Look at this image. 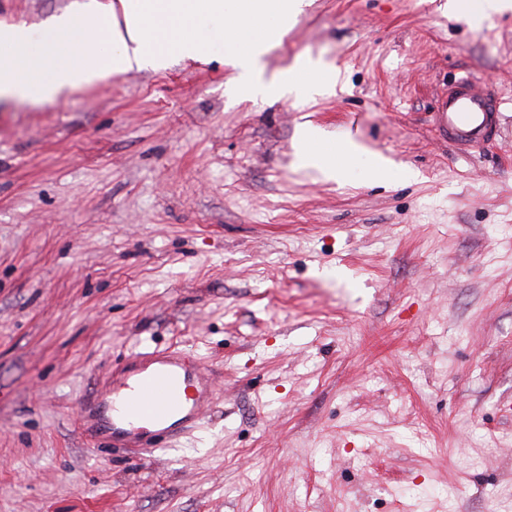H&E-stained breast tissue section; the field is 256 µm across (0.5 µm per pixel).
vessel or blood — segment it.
<instances>
[{
  "label": "vessel or blood",
  "instance_id": "b4317fda",
  "mask_svg": "<svg viewBox=\"0 0 512 512\" xmlns=\"http://www.w3.org/2000/svg\"><path fill=\"white\" fill-rule=\"evenodd\" d=\"M501 97L471 75L454 79L439 98L434 125L456 152L494 146L502 133ZM222 369L199 368L184 349L155 348L105 373L79 408L78 429L104 448L132 458L168 447L196 427L220 393Z\"/></svg>",
  "mask_w": 512,
  "mask_h": 512
}]
</instances>
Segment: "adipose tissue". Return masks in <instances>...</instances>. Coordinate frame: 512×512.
Returning a JSON list of instances; mask_svg holds the SVG:
<instances>
[{
  "instance_id": "ef3b65f1",
  "label": "adipose tissue",
  "mask_w": 512,
  "mask_h": 512,
  "mask_svg": "<svg viewBox=\"0 0 512 512\" xmlns=\"http://www.w3.org/2000/svg\"><path fill=\"white\" fill-rule=\"evenodd\" d=\"M310 0H76L41 25H0V98L47 104L113 74L165 69L175 58H222L234 76L237 99L274 102L295 93L315 99L332 90L312 57L268 70ZM305 163L324 179L342 177L340 159L363 156L366 174L390 169L389 160L363 155L353 141L325 142L322 132L300 131Z\"/></svg>"
}]
</instances>
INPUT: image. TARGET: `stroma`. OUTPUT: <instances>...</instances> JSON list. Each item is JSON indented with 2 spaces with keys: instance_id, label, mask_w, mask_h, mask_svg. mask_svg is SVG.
Masks as SVG:
<instances>
[{
  "instance_id": "35a3bbf8",
  "label": "stroma",
  "mask_w": 512,
  "mask_h": 512,
  "mask_svg": "<svg viewBox=\"0 0 512 512\" xmlns=\"http://www.w3.org/2000/svg\"><path fill=\"white\" fill-rule=\"evenodd\" d=\"M446 2L313 0L269 57L335 68L307 103L217 59L0 103V512H512V11ZM464 73L504 99L469 156L431 121ZM306 122L417 179L321 180ZM176 344L224 368L203 427L94 450L101 373ZM512 9L511 0H451L448 2V13L457 19L471 20L486 10L506 11Z\"/></svg>"
}]
</instances>
